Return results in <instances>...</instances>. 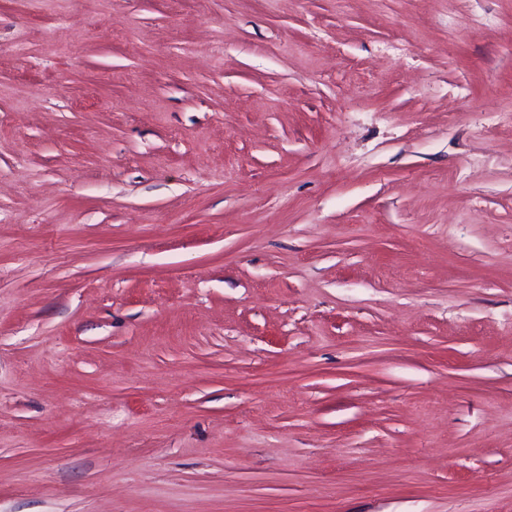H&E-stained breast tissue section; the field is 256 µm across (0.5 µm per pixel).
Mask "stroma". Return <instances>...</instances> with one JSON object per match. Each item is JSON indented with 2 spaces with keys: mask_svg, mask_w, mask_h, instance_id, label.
<instances>
[{
  "mask_svg": "<svg viewBox=\"0 0 512 512\" xmlns=\"http://www.w3.org/2000/svg\"><path fill=\"white\" fill-rule=\"evenodd\" d=\"M0 512H512V0H0Z\"/></svg>",
  "mask_w": 512,
  "mask_h": 512,
  "instance_id": "1",
  "label": "stroma"
}]
</instances>
